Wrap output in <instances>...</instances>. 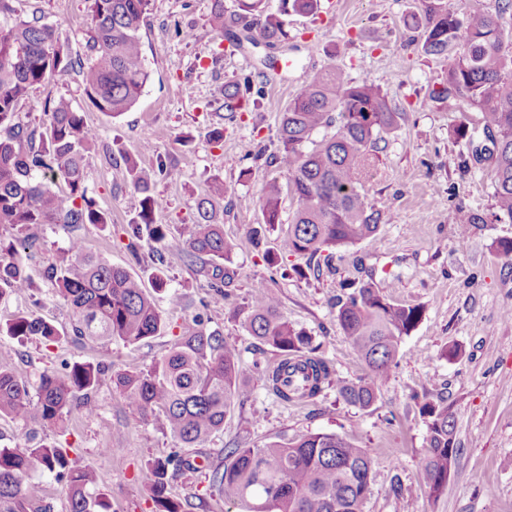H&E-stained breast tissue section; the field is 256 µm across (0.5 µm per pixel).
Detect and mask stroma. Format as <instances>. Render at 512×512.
Returning a JSON list of instances; mask_svg holds the SVG:
<instances>
[{
	"label": "stroma",
	"instance_id": "obj_1",
	"mask_svg": "<svg viewBox=\"0 0 512 512\" xmlns=\"http://www.w3.org/2000/svg\"><path fill=\"white\" fill-rule=\"evenodd\" d=\"M15 18L40 17L58 25L74 58H86L87 0H7ZM214 0H151L141 27L150 73L136 104L119 117L94 108L82 95L77 72L70 71L34 87L19 106V120L41 129L46 99L73 98L95 129L97 141L87 160L88 195L107 218L104 224H43L35 227L36 244L23 251L32 280L24 296L0 298V324L32 313L52 323L63 337L56 342L18 339L0 333V360L13 367L29 388L43 372L63 364L90 362L107 368L95 395L97 411L72 413L65 438L54 429L22 425L0 418V447L24 444L26 436L60 440L80 464L93 466L112 499L113 512H155L142 471L149 460L177 451V443L131 413L112 383L115 372L144 368L168 353L181 328L202 313L208 329L223 332L252 373L251 396L224 419L223 432L201 447L198 470L172 479L168 494L191 502L190 512H243L211 491L204 467L224 465L228 448L288 443L312 433L339 435L365 448L372 459L370 493L364 512H512V256L495 243L512 240V223L488 221L493 205L491 173L477 162L474 144L482 143L480 115L466 102H429L439 89L453 55L425 54L421 49L418 0H321L318 14L290 13L288 41L268 47L245 44L220 48L208 18ZM335 66L350 79L369 78L387 93L405 117L379 144L378 161L362 191L384 212L373 240L334 250L331 258L291 256L286 265L305 276L283 275L264 252L276 251L296 202L282 195V224L267 229L260 244L252 230L262 220L261 187L267 179L286 182L274 164L281 112L295 92L294 78ZM249 75L261 83L260 107H246L229 119L221 107L226 81ZM466 125L470 139L456 138ZM220 127L224 139L213 143L209 132ZM139 157L143 166L174 161L179 175L157 183L164 206L154 221L168 225L165 244L132 240L129 226L138 219L140 196L124 159ZM251 178H242L243 170ZM226 189L220 222L238 248L228 268L232 275L223 304L202 308L211 293L199 264L185 257V226L192 223L199 199L214 179ZM459 210L482 216L460 236L450 219ZM79 236L89 251L126 268L151 284L163 268L168 287L157 304L169 326L163 334L136 346L78 340L69 336L72 314L55 294L45 268ZM374 280L393 302L421 306V321L404 337L400 353L377 403L362 410L338 401L334 390L299 404H284L257 378V369L278 360L225 315L241 304L253 285L265 281L279 296L280 311L312 338L317 353L347 380L360 377L356 358L335 320L334 301L344 282ZM456 346L458 358H446ZM446 397L456 413L458 452L448 486L435 500L425 492L420 468L427 427L422 402ZM118 449L115 457L101 456Z\"/></svg>",
	"mask_w": 512,
	"mask_h": 512
}]
</instances>
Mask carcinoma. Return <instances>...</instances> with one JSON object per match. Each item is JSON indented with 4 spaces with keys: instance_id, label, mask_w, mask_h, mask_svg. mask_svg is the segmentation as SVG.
I'll return each instance as SVG.
<instances>
[{
    "instance_id": "obj_1",
    "label": "carcinoma",
    "mask_w": 512,
    "mask_h": 512,
    "mask_svg": "<svg viewBox=\"0 0 512 512\" xmlns=\"http://www.w3.org/2000/svg\"><path fill=\"white\" fill-rule=\"evenodd\" d=\"M422 48L428 55L456 53L445 70L442 87L431 100L446 103L460 97L480 112L489 144L475 149V158L493 164L492 220L512 223V46L504 42L494 18L473 10L459 18L447 0H419ZM88 62L79 67L85 98L112 117L138 100L149 73L141 26L150 0H88ZM238 12L224 18L222 0H215L210 25L219 36L241 43L261 39L274 45L289 37L288 10L315 14L320 0H237ZM75 63L58 26L37 18L0 21V224L23 232L40 224H105L103 213L87 197L86 154L97 137L73 101L58 97L45 102V139L16 122L19 105L30 90L68 72ZM262 90L246 75L224 84L222 109L229 118L247 98L258 102ZM404 113L370 80H351L334 66L306 77L281 112L277 159L288 173L297 207L280 240L279 252L311 257L325 250L354 246L373 239L383 213L361 192L375 162L377 144L395 129ZM323 133L320 141L313 140ZM125 165L141 195L139 222L156 242L168 237L165 224L153 221L162 199L157 181L174 179L177 170L162 162L147 169L132 157ZM63 181L67 190L54 188ZM282 186L264 182L259 197L262 226L281 220ZM224 199V182L216 179L208 197L197 203L196 220L184 244L191 262L211 264V303L224 300V263L237 244L224 238L215 218L217 200ZM46 277L73 317L72 335L131 346L162 332L165 321L140 278L88 251L74 237L64 254L50 263ZM30 282L15 244H0V297L22 296ZM336 323L349 339L366 372L354 381L333 376V369L315 355L312 338L291 325L280 312V299L262 284L247 301L230 310V318L260 342L279 352V361L261 373L266 387L280 400L313 399L327 388L362 410L377 401L378 390L400 352L403 338L420 322L419 305L394 303L371 282L337 298ZM17 337L60 339L54 325L34 314H20L7 324ZM101 369L75 363L60 375L44 372L35 392L21 382L7 363H0V417L25 425H52L67 430L73 408L86 416L96 411L91 394ZM115 387L141 420L151 422L183 448H196L224 430L231 406L249 398L247 375L239 350L219 330L203 328L196 317L185 325L167 356L152 365L113 374ZM427 451L420 461L429 497H439L455 463L456 418L444 398L424 403ZM229 463L215 469L210 488L224 500L245 505L246 512H363L371 481L367 451L334 434L306 433L286 446L267 444L232 448ZM37 466L54 474L68 491L70 512H112L110 497L96 491L92 466L77 465L57 445L29 442L0 448V512H53L41 484L30 477ZM199 468L196 459L174 455L147 462L145 487L157 512H186L170 499V479Z\"/></svg>"
}]
</instances>
